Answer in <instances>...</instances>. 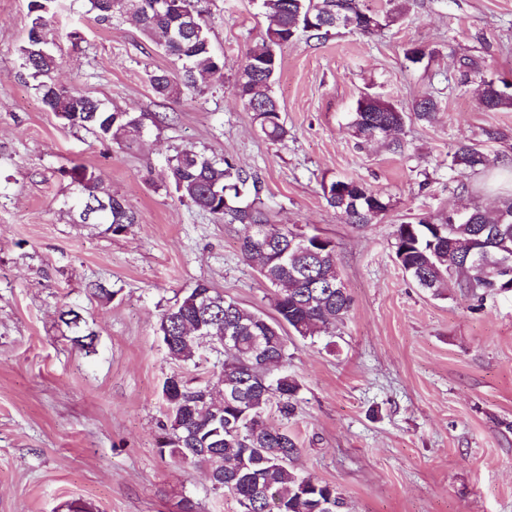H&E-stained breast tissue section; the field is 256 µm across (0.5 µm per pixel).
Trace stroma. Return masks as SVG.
I'll return each instance as SVG.
<instances>
[{"label":"stroma","instance_id":"obj_1","mask_svg":"<svg viewBox=\"0 0 512 512\" xmlns=\"http://www.w3.org/2000/svg\"><path fill=\"white\" fill-rule=\"evenodd\" d=\"M221 74L180 99L149 78L173 69L133 22L98 20L89 0H52L50 48L61 85L129 112H164L120 146L64 125L42 105L18 48L30 0H0V512H238L203 468L163 453L166 377L216 379L223 353L172 360L161 313L197 283L270 312L271 290L239 250L242 227L214 220L170 188L168 160L186 147L231 160L248 176L242 202L260 197L276 223L336 245L353 303L328 333L291 337L288 369L301 390L289 421L295 468L336 485L338 512H512V297L484 304L459 289L417 288L395 260L397 224L512 196V109L479 108V81L458 80L469 56L512 82V0H409L368 37L344 28L300 34L280 50L273 84L289 134L268 140L235 87L264 33L260 0H200ZM425 58L411 62L408 49ZM410 109L429 94L432 122L406 121L401 152L357 146L347 124L362 93ZM500 131L491 140L487 130ZM466 142L495 169L448 167ZM83 166L128 204L121 234L81 223L62 169ZM361 179L390 199L355 227L329 207L324 183ZM99 281L114 296H93ZM78 308L95 349L72 342L59 318Z\"/></svg>","mask_w":512,"mask_h":512}]
</instances>
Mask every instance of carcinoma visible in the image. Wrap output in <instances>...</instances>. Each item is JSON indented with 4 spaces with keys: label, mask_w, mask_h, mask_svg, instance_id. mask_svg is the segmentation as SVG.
<instances>
[{
    "label": "carcinoma",
    "mask_w": 512,
    "mask_h": 512,
    "mask_svg": "<svg viewBox=\"0 0 512 512\" xmlns=\"http://www.w3.org/2000/svg\"><path fill=\"white\" fill-rule=\"evenodd\" d=\"M51 0H32L34 16L27 40L19 48L23 65L37 80L36 90L45 109L60 116L69 114L72 125L91 130L98 139L118 145L133 143L148 124L158 125L167 115L109 109L99 100L68 90L53 78L57 60L46 37ZM115 0H90L92 10L103 21L125 13L148 35L164 34L170 28H186L176 40H165V55L181 62L173 73L158 70L150 75L153 91L165 99H178L183 89L196 85V75L215 73L224 63L212 50L209 29L197 0H172L174 7L153 9L154 0H130L134 11L123 12ZM269 19L260 43L249 49L236 79L244 103H257L253 113L261 132L272 141H283L288 129L281 107L272 92L281 61L277 49L292 42L298 33L320 35L336 27L343 17L345 27L373 35L397 21L402 8L385 12L368 8L363 0H261ZM458 69L464 79L480 77V106L486 112L512 108V85L482 76L483 65L463 57ZM414 117L431 121L438 102L423 94L411 104ZM407 113L374 96L357 101L348 131L359 145L380 143L392 152L401 151L396 134ZM496 160L466 143L458 145L450 167L461 171H484ZM74 198L86 197L95 205L79 215L108 224L120 234L135 223V214L124 200L101 191L102 179L84 167L65 172ZM168 180L179 198L189 201L219 221L230 218L243 226L240 251L259 266V273L273 292L272 315L242 307L223 293L199 283L159 317L157 335L164 337L168 355L180 361L193 357L196 339L190 331L202 327L214 343L227 327L235 329L236 344L224 351L218 382L207 380L189 386L172 374L162 385L171 435L161 452L173 458L204 466L219 488L237 504L248 503L247 512H268V496H277L275 512H327V504L339 505L336 486L304 475L291 466L299 455L296 437L284 426L292 415V400L301 386L288 373V337L319 336L341 322L352 306V297L336 270V246L318 233L308 235L315 254L306 253L289 241L305 233L286 224L270 223L264 203L256 197L246 206L240 198V171L227 160H216L193 149L179 151L170 161ZM328 205L358 227L370 224L389 207L385 197L365 183L336 179L322 186ZM395 258L401 270L419 288L441 296L455 286L482 303L488 297L512 295V198L488 211L474 206L464 214L450 212L438 221L405 222L395 231ZM507 263L508 272L489 275L483 262ZM261 338L264 363L256 356L254 341ZM276 406L280 423L270 422L269 410Z\"/></svg>",
    "instance_id": "obj_1"
}]
</instances>
